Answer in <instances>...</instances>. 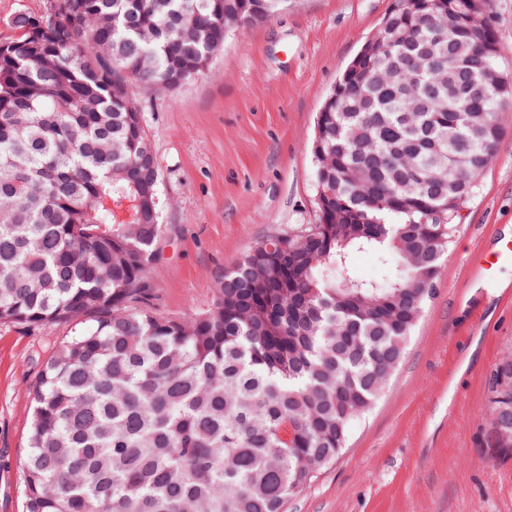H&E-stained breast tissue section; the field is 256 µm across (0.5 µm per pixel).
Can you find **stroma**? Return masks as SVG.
Listing matches in <instances>:
<instances>
[{"label":"stroma","instance_id":"stroma-1","mask_svg":"<svg viewBox=\"0 0 512 512\" xmlns=\"http://www.w3.org/2000/svg\"><path fill=\"white\" fill-rule=\"evenodd\" d=\"M393 0H290L230 33L202 76L135 90L161 169L151 303L186 318L225 268L270 236L317 221L311 142L329 91ZM437 288L389 386L287 512H512V452L484 435L492 372L512 349V266L478 278L474 255L512 235V104ZM67 325L0 324V512H26L32 387Z\"/></svg>","mask_w":512,"mask_h":512}]
</instances>
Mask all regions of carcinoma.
<instances>
[{"label": "carcinoma", "mask_w": 512, "mask_h": 512, "mask_svg": "<svg viewBox=\"0 0 512 512\" xmlns=\"http://www.w3.org/2000/svg\"><path fill=\"white\" fill-rule=\"evenodd\" d=\"M289 0H50L0 47V323L90 324L32 390L27 512H283L386 388L501 138L485 0H396L312 145L318 223L253 246L189 318L147 306L161 173L137 83L172 93ZM373 254L379 280L357 276ZM486 447L512 451V358Z\"/></svg>", "instance_id": "obj_1"}]
</instances>
